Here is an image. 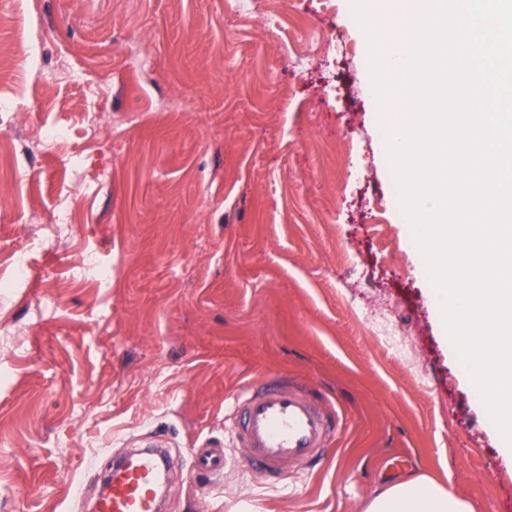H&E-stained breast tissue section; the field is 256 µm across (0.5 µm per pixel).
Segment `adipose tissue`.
<instances>
[{
    "label": "adipose tissue",
    "mask_w": 512,
    "mask_h": 512,
    "mask_svg": "<svg viewBox=\"0 0 512 512\" xmlns=\"http://www.w3.org/2000/svg\"><path fill=\"white\" fill-rule=\"evenodd\" d=\"M365 512H473L468 501L443 486L415 475L382 488L368 503Z\"/></svg>",
    "instance_id": "1"
}]
</instances>
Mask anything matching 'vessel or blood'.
I'll return each mask as SVG.
<instances>
[{
	"mask_svg": "<svg viewBox=\"0 0 512 512\" xmlns=\"http://www.w3.org/2000/svg\"><path fill=\"white\" fill-rule=\"evenodd\" d=\"M233 407V435L244 450L243 463L271 484L280 483L290 471L306 468L333 438V407L316 399L303 384L277 377L255 379L234 396ZM194 467L201 475L223 474V441L200 444ZM168 468L161 444L113 462L96 512H161L164 490L158 476Z\"/></svg>",
	"mask_w": 512,
	"mask_h": 512,
	"instance_id": "b4317fda",
	"label": "vessel or blood"
}]
</instances>
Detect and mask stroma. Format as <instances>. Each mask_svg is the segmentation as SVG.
I'll return each instance as SVG.
<instances>
[{
	"label": "stroma",
	"mask_w": 512,
	"mask_h": 512,
	"mask_svg": "<svg viewBox=\"0 0 512 512\" xmlns=\"http://www.w3.org/2000/svg\"><path fill=\"white\" fill-rule=\"evenodd\" d=\"M260 8L277 30L235 0H0V99L23 110L0 273L18 251L32 265L0 289V512H93L108 462L159 436L167 512H365L411 474L512 512V461L393 200L349 2ZM29 35L32 67L13 54ZM45 124L72 135L37 140ZM263 375L340 417L313 472L275 487L232 437L230 397ZM208 438L224 442L216 479L192 463Z\"/></svg>",
	"instance_id": "1"
}]
</instances>
